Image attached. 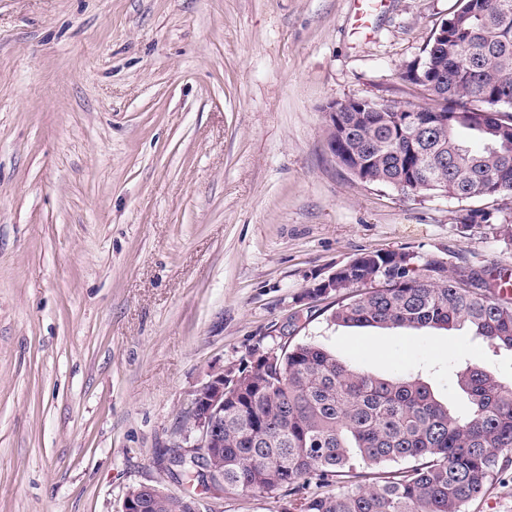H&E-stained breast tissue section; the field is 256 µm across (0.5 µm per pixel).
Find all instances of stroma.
<instances>
[{
	"label": "stroma",
	"instance_id": "obj_1",
	"mask_svg": "<svg viewBox=\"0 0 512 512\" xmlns=\"http://www.w3.org/2000/svg\"><path fill=\"white\" fill-rule=\"evenodd\" d=\"M458 0H0V512H122L171 474L194 392L302 340L412 372L456 411L462 331L335 326L306 289L362 252L491 279L512 245L460 205L367 185L329 152L324 110L422 103L402 81ZM465 512H512V450Z\"/></svg>",
	"mask_w": 512,
	"mask_h": 512
}]
</instances>
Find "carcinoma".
Returning <instances> with one entry per match:
<instances>
[{
	"label": "carcinoma",
	"mask_w": 512,
	"mask_h": 512,
	"mask_svg": "<svg viewBox=\"0 0 512 512\" xmlns=\"http://www.w3.org/2000/svg\"><path fill=\"white\" fill-rule=\"evenodd\" d=\"M448 40H429L417 84L427 108L448 114L443 129H422L413 113H340L330 140L343 141L356 178L458 202L512 193V0H460ZM464 209L463 227L490 223ZM329 322L387 329L467 326L512 351V302L492 295L473 271L447 274L410 252H366L340 271ZM355 291L347 293L344 282ZM277 366L247 370L225 388L224 489L285 492L283 512H463L489 483L500 453L512 449V384L468 365L457 374L468 407L453 414L420 378L383 377L303 341ZM414 460L355 486L357 463ZM134 496L143 512H182V496L157 486Z\"/></svg>",
	"instance_id": "carcinoma-1"
}]
</instances>
